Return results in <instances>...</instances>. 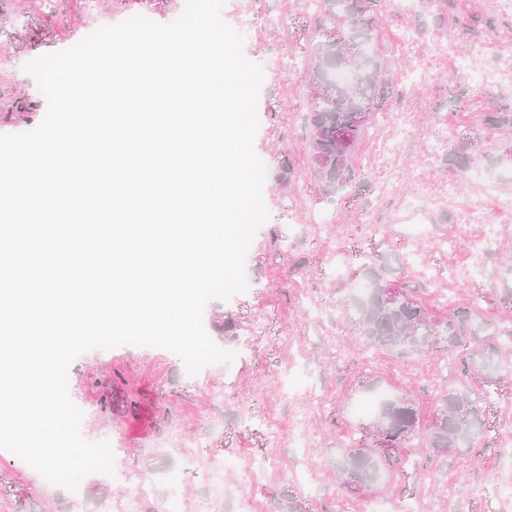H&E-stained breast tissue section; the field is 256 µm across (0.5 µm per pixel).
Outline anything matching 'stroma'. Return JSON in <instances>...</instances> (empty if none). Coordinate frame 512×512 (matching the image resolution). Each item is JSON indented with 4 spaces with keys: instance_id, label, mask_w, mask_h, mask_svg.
<instances>
[{
    "instance_id": "stroma-1",
    "label": "stroma",
    "mask_w": 512,
    "mask_h": 512,
    "mask_svg": "<svg viewBox=\"0 0 512 512\" xmlns=\"http://www.w3.org/2000/svg\"><path fill=\"white\" fill-rule=\"evenodd\" d=\"M151 13L167 24L181 0H0V134L33 129L46 101L25 66L72 47L126 14ZM319 9L306 0H225L222 19L244 37L243 52L264 81L254 150L266 166L267 220L247 253L248 288L207 303L203 323L229 363L189 375L174 353L122 345L80 355L69 396L82 411V436L112 439L114 473H92L72 492L48 483L0 449V512H161L178 490L184 512L222 485L236 484L253 457L269 465L249 489L252 512H512L496 488L512 481V357L501 371L467 375L460 353L399 357L367 348L346 300L374 273L416 288L431 315L466 306L492 324L495 343L512 345V317L499 298L512 246V173L495 159L512 130L482 128V113L512 106V0H381L372 48L387 60V108L372 112L354 155L355 179L322 198L308 163L306 71L322 39ZM483 45L473 54L475 45ZM465 154L458 162L456 154ZM288 188H281L283 167ZM499 228L480 258L468 250L484 224ZM479 264L481 274L469 276ZM315 389L289 387L300 369ZM413 400L430 418L451 389L481 394L483 435L470 454L451 459L413 439V467L388 488L353 492L337 480L336 458L364 438L367 417L354 404L368 379ZM303 419L310 440L294 450L289 435ZM238 470L214 473L212 461ZM154 495L136 503L132 486Z\"/></svg>"
}]
</instances>
